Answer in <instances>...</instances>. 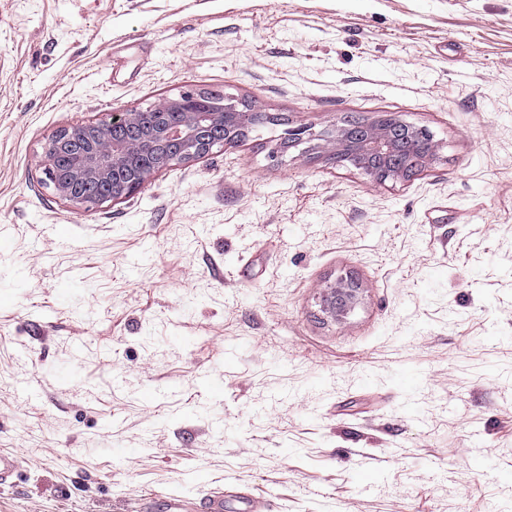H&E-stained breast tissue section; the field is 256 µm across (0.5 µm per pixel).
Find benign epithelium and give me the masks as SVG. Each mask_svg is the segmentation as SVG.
I'll use <instances>...</instances> for the list:
<instances>
[{
	"instance_id": "benign-epithelium-1",
	"label": "benign epithelium",
	"mask_w": 512,
	"mask_h": 512,
	"mask_svg": "<svg viewBox=\"0 0 512 512\" xmlns=\"http://www.w3.org/2000/svg\"><path fill=\"white\" fill-rule=\"evenodd\" d=\"M255 113L243 102L229 101L224 111L209 108L202 90H187L167 98L153 112H115L108 122L87 123L57 131L44 151V173L55 193L70 204L82 207L118 201L141 189L149 177L170 166L202 158L215 143H232L237 133L250 125ZM427 130L399 120L388 127L377 121L357 124L338 121L316 134L308 126L284 129L278 148L282 152L319 137L321 146L336 153L357 156L356 167L377 185L411 176L401 155L418 151L415 169L436 160L433 141L416 144ZM69 166L67 176L57 178L54 170ZM360 286L341 278L323 289L320 309L327 316L344 320L359 301Z\"/></svg>"
}]
</instances>
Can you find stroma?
<instances>
[{"instance_id":"stroma-1","label":"stroma","mask_w":512,"mask_h":512,"mask_svg":"<svg viewBox=\"0 0 512 512\" xmlns=\"http://www.w3.org/2000/svg\"><path fill=\"white\" fill-rule=\"evenodd\" d=\"M203 88L437 158L378 186L270 125L120 201L45 184L58 130ZM0 452V512H512V0H0ZM359 293L358 282L348 277L341 278L323 289L321 312L338 321L344 320L357 306ZM201 512H266L267 504L259 499L249 496H236L233 499H224V495H215L206 498L200 504Z\"/></svg>"}]
</instances>
